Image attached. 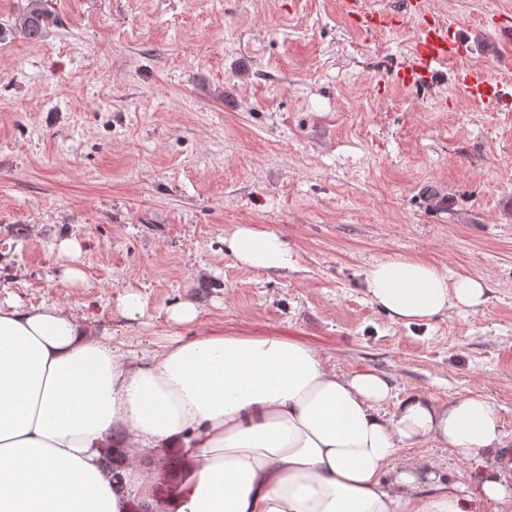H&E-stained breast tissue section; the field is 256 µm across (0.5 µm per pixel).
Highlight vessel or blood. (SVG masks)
I'll return each mask as SVG.
<instances>
[{
    "instance_id": "vessel-or-blood-1",
    "label": "vessel or blood",
    "mask_w": 512,
    "mask_h": 512,
    "mask_svg": "<svg viewBox=\"0 0 512 512\" xmlns=\"http://www.w3.org/2000/svg\"><path fill=\"white\" fill-rule=\"evenodd\" d=\"M343 11L351 23L365 31L375 28H397L405 15H415L418 34L411 61L395 73L405 86L430 85L451 66H458V89L467 97L480 99L490 110L512 105V89L495 82L479 65H462L466 52L464 41L456 33L453 21L439 20L432 12L423 11L419 0H403L401 7L388 0H342ZM512 66V13L502 11L484 25Z\"/></svg>"
}]
</instances>
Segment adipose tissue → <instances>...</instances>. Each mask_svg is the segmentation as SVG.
Here are the masks:
<instances>
[{"instance_id":"1","label":"adipose tissue","mask_w":512,"mask_h":512,"mask_svg":"<svg viewBox=\"0 0 512 512\" xmlns=\"http://www.w3.org/2000/svg\"><path fill=\"white\" fill-rule=\"evenodd\" d=\"M224 245L244 268L295 267L257 224L235 225ZM364 276L370 303L407 325L479 311L490 291L483 277L401 255ZM116 432L119 488L102 462ZM430 442L479 468L473 488L414 455ZM175 455L164 512H477L512 499V454L488 396L401 397L377 372L336 373L302 340L220 327L132 360L68 309L0 301V512H132Z\"/></svg>"}]
</instances>
